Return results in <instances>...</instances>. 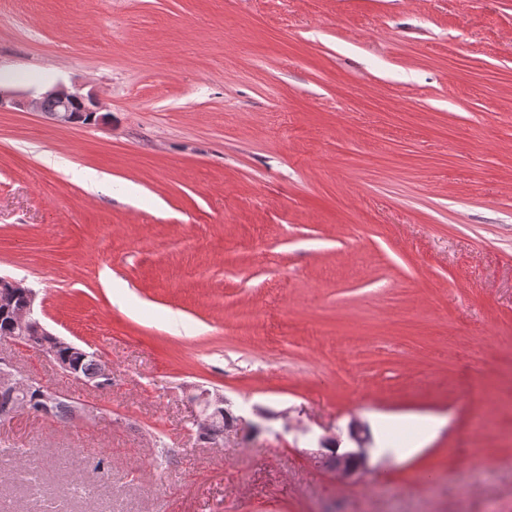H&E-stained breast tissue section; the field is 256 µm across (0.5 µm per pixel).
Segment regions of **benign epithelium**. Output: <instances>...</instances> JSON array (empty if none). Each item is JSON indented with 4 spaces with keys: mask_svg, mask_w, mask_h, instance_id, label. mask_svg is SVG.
<instances>
[{
    "mask_svg": "<svg viewBox=\"0 0 512 512\" xmlns=\"http://www.w3.org/2000/svg\"><path fill=\"white\" fill-rule=\"evenodd\" d=\"M49 102H53L57 106L53 121L59 125L77 124V121L73 120L71 116L75 106L81 107L84 112L94 113L97 116L96 124L101 125L107 122V117L102 113L100 101L91 91L84 94L81 89L75 86L69 88L59 83L37 95L29 93L22 96L12 89H5L0 86V110L7 107H22L42 112L44 111V105ZM0 286L5 288L4 293L0 295V304H8V294L11 292L22 293L26 299L25 308L15 314L12 333L1 337V340L29 349L32 340L36 338L39 340V347L36 348V351L51 357L61 373L68 379L98 390L112 384L111 370L103 359L97 355H91V353L65 341L46 329L37 317L35 310L36 295L31 289L25 287L19 281L2 276L0 277ZM61 345L69 347L73 354L82 357H93L96 363L94 374L83 376L72 364L62 361L56 354L57 348ZM25 388H36L40 391L42 403L39 415L45 418H54L57 409L63 406L70 409L71 415L75 419H84L90 415L87 404L76 400L59 389L46 386L34 378L22 377L18 367L11 360L0 356V396L3 398L11 397ZM197 400L202 409L195 420V425L208 428L223 413L224 397L218 393L213 394L204 390L199 394ZM350 438L355 442L356 447L336 456L325 453L324 448L335 443L337 438L334 436L321 438L320 449L316 451L315 455L318 463L324 469L345 477H352L357 474L366 465L370 437L356 432L350 435Z\"/></svg>",
    "mask_w": 512,
    "mask_h": 512,
    "instance_id": "benign-epithelium-1",
    "label": "benign epithelium"
}]
</instances>
